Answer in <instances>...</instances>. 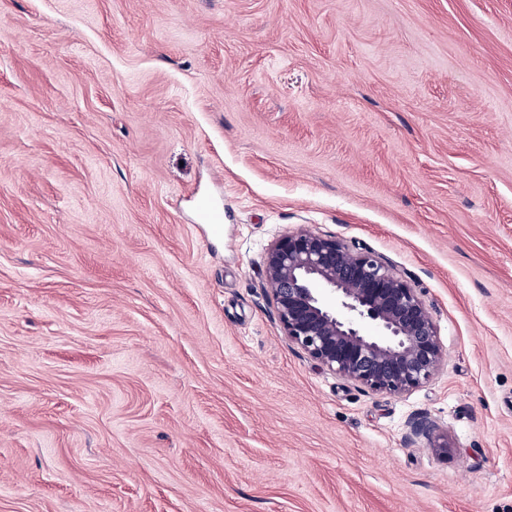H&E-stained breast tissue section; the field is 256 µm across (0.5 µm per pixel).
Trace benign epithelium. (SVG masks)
I'll list each match as a JSON object with an SVG mask.
<instances>
[{
  "label": "benign epithelium",
  "mask_w": 512,
  "mask_h": 512,
  "mask_svg": "<svg viewBox=\"0 0 512 512\" xmlns=\"http://www.w3.org/2000/svg\"><path fill=\"white\" fill-rule=\"evenodd\" d=\"M263 267L284 335L328 371L401 395L442 368L437 328L416 288L373 253L305 230L273 242Z\"/></svg>",
  "instance_id": "benign-epithelium-1"
}]
</instances>
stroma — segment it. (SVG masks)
Segmentation results:
<instances>
[{"label": "stroma", "mask_w": 512, "mask_h": 512, "mask_svg": "<svg viewBox=\"0 0 512 512\" xmlns=\"http://www.w3.org/2000/svg\"><path fill=\"white\" fill-rule=\"evenodd\" d=\"M300 229L433 379L288 341ZM0 512H512V0H0ZM263 267L284 335L333 374L401 395L442 368L437 328L416 288L373 253L305 230L273 242Z\"/></svg>", "instance_id": "1"}]
</instances>
